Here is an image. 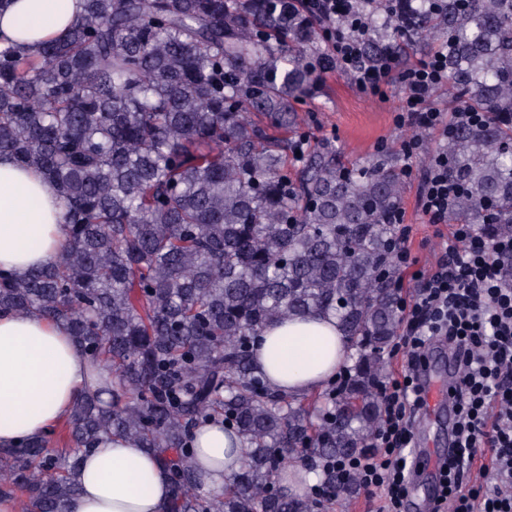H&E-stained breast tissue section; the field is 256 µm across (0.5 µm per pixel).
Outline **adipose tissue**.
<instances>
[{
  "instance_id": "1",
  "label": "adipose tissue",
  "mask_w": 512,
  "mask_h": 512,
  "mask_svg": "<svg viewBox=\"0 0 512 512\" xmlns=\"http://www.w3.org/2000/svg\"><path fill=\"white\" fill-rule=\"evenodd\" d=\"M84 0H9L0 8V37L29 53L63 37ZM63 208L52 181L0 154V272L20 277L54 261L67 247ZM345 339L335 319L297 317L269 326L254 340V371L279 393L301 397L321 389L342 367ZM91 368L65 326L35 315L0 313V446L42 435L66 421L80 393L109 383ZM244 443L216 426L201 429L196 468L205 490L222 491L240 470ZM69 512H165L170 480L159 457L116 439L85 457Z\"/></svg>"
}]
</instances>
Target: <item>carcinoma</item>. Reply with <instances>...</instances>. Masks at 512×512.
Masks as SVG:
<instances>
[{"instance_id": "obj_1", "label": "carcinoma", "mask_w": 512, "mask_h": 512, "mask_svg": "<svg viewBox=\"0 0 512 512\" xmlns=\"http://www.w3.org/2000/svg\"><path fill=\"white\" fill-rule=\"evenodd\" d=\"M448 88L484 113L448 142L463 195L448 213L490 242L512 238V0H379L366 51L436 36ZM317 22L296 0H85L31 55L0 41V153L53 181L69 249L0 276V311L68 326L112 374L55 431L0 448V492L22 512H65L82 457L119 436L159 455L166 512H322L356 484L331 463L369 451L383 354L400 311L392 154L347 166L330 145L293 167L298 113L317 75ZM295 315L332 316L351 361L338 388H268L251 344ZM207 424L242 435L221 493L196 475ZM308 461L291 495L284 469Z\"/></svg>"}]
</instances>
